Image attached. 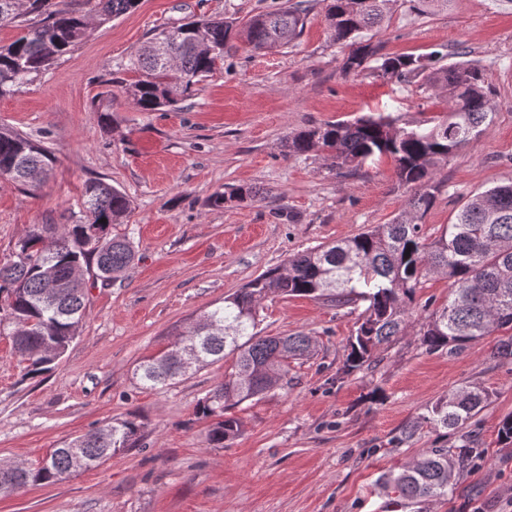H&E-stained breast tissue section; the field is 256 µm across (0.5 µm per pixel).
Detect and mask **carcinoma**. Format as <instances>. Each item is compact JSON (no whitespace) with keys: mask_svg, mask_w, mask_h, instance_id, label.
<instances>
[{"mask_svg":"<svg viewBox=\"0 0 512 512\" xmlns=\"http://www.w3.org/2000/svg\"><path fill=\"white\" fill-rule=\"evenodd\" d=\"M140 0H95L93 14L81 0H29L33 16L27 31L0 45V96L34 81L56 60L88 36L92 24L103 25L135 10ZM307 0L254 15L236 25L222 17H190L158 29L166 35L168 55L159 57L151 45L142 47L131 66L138 76L125 93L144 112L172 108L196 95L199 85L224 65V50L242 39L254 51H276L302 34ZM397 0H328L326 21L334 40L344 44L346 73L369 71L400 84L422 80L435 95L448 99V117L427 124L401 126L390 115L368 114L356 120L327 122L295 133L285 141L290 155L317 149L335 169H355L386 155L395 162L398 181L414 190L408 209L388 224H376L352 238L319 244L269 268L179 333V343L194 345L200 361L193 369L232 357L224 382L199 407L211 419L208 444L222 448L243 431L230 410L288 384L290 363L314 355L316 344L305 334L261 336L260 305L275 296L321 299L336 307H363L345 348L347 372L369 367L380 346L403 334L416 293L438 273L448 277V298L435 307L417 332L428 352H460L495 331H507L492 352L512 358V182L472 196L440 235L429 239L423 220L439 192L440 165L493 120L491 91L483 66L467 60L435 66L443 54L391 55L367 37L381 25ZM52 152L22 134L0 128V178L33 187L54 167ZM252 186L233 187L209 198V205L252 200ZM130 201L102 180L85 184L82 216L60 234L51 225H36L15 246L13 259L0 264V334L11 340L27 362V374L51 369L77 335L86 309L85 286L77 283L84 269L109 279L135 259L127 234L112 227L125 223ZM189 369L172 351L143 361L137 375L143 387L174 384ZM489 393L461 389L437 400L406 434L421 425L458 427L488 405ZM142 422L129 415L96 427L52 449L35 465L0 468V496L54 483L79 470L102 465L112 454L136 447ZM470 441L456 455L432 448L408 470L392 478L407 498H441L452 491L454 471L468 456Z\"/></svg>","mask_w":512,"mask_h":512,"instance_id":"1","label":"carcinoma"}]
</instances>
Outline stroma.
<instances>
[{
  "label": "stroma",
  "mask_w": 512,
  "mask_h": 512,
  "mask_svg": "<svg viewBox=\"0 0 512 512\" xmlns=\"http://www.w3.org/2000/svg\"><path fill=\"white\" fill-rule=\"evenodd\" d=\"M282 0H140L137 9L94 27L74 52L33 83L0 97V127L44 143L52 174L34 192L0 179V261L36 224L79 219L87 181L104 180L131 201L126 223L136 258L112 284H89L79 333L53 369L29 378L0 335V462L35 464L52 448L130 415L144 424L138 447L97 468L0 497V512H512V447L498 440L512 414V361L492 357L490 335L451 354L421 348L422 304L448 296L447 277L417 292L420 306L403 336L371 368L346 372L345 345L357 314L309 297L263 303L265 336H313L316 354L292 363L287 388L234 413L242 434L207 443L198 413L224 380L217 362L175 384L143 388L136 366L173 346L203 312L291 254L386 224L408 189L384 157L344 177L322 153L288 155L289 135L325 122L384 113L400 123L439 120L446 104L423 83H382L342 70L323 0H311L301 37L276 52L244 42L184 106L140 111L124 93L135 52L161 25L188 16L243 22ZM384 52H466L485 65L492 122L452 155L424 221L439 235L467 200L512 182V5L449 0L420 14L397 0L374 30ZM237 185L254 200L214 208L209 197ZM468 385L491 403L462 427L405 428L427 407ZM471 436L483 453L457 475L444 500H409L386 478L433 448Z\"/></svg>",
  "instance_id": "35a3bbf8"
}]
</instances>
